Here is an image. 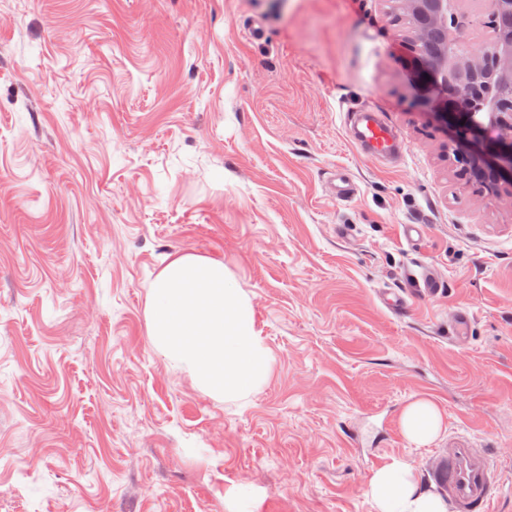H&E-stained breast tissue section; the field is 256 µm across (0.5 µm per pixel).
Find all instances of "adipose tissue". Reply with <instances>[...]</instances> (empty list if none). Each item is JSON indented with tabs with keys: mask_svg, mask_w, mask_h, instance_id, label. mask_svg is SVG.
Returning <instances> with one entry per match:
<instances>
[{
	"mask_svg": "<svg viewBox=\"0 0 512 512\" xmlns=\"http://www.w3.org/2000/svg\"><path fill=\"white\" fill-rule=\"evenodd\" d=\"M443 427L442 414L427 398L410 401L401 414L404 436L413 444L433 442ZM365 495L374 512H448L446 502L423 489L416 481L412 466L400 459L377 468L368 478Z\"/></svg>",
	"mask_w": 512,
	"mask_h": 512,
	"instance_id": "adipose-tissue-1",
	"label": "adipose tissue"
}]
</instances>
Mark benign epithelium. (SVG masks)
Segmentation results:
<instances>
[{"label":"benign epithelium","mask_w":512,"mask_h":512,"mask_svg":"<svg viewBox=\"0 0 512 512\" xmlns=\"http://www.w3.org/2000/svg\"><path fill=\"white\" fill-rule=\"evenodd\" d=\"M401 9L422 19L415 39L433 45L430 53L410 54V71L423 102L434 107L441 121L454 130L451 145L462 160V176L493 197L512 189V113L502 112L497 95L475 101L457 92L464 84L475 94L491 85L512 87V28L495 34L498 52L490 55L488 42L465 39L468 25L458 17L468 16L464 6L485 0H397ZM454 19L450 38L457 49L433 41L440 29Z\"/></svg>","instance_id":"1"}]
</instances>
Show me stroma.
<instances>
[{
  "label": "stroma",
  "mask_w": 512,
  "mask_h": 512,
  "mask_svg": "<svg viewBox=\"0 0 512 512\" xmlns=\"http://www.w3.org/2000/svg\"><path fill=\"white\" fill-rule=\"evenodd\" d=\"M395 9L0 0V512H229L242 484L252 512H373L375 469L405 459L434 493L458 447L490 456L512 512V194L460 177ZM364 111L398 161L351 140ZM184 252L253 302L272 362L247 401L151 342V285ZM419 397L444 417L421 448L400 426Z\"/></svg>",
  "instance_id": "stroma-1"
}]
</instances>
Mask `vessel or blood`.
Instances as JSON below:
<instances>
[{"instance_id":"1","label":"vessel or blood","mask_w":512,"mask_h":512,"mask_svg":"<svg viewBox=\"0 0 512 512\" xmlns=\"http://www.w3.org/2000/svg\"><path fill=\"white\" fill-rule=\"evenodd\" d=\"M352 137L359 147L382 156L404 150L401 140L375 112L357 113ZM433 478L456 512H489L494 473L487 458L476 449H449Z\"/></svg>"}]
</instances>
